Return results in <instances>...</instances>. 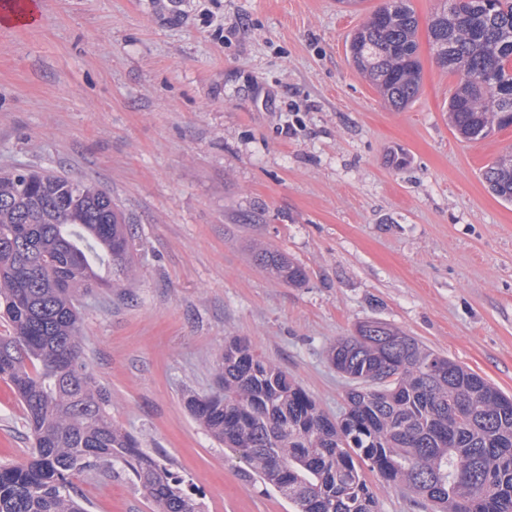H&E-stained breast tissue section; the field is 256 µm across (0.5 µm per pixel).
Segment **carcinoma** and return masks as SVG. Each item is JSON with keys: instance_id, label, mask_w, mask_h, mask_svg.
Instances as JSON below:
<instances>
[{"instance_id": "1", "label": "carcinoma", "mask_w": 512, "mask_h": 512, "mask_svg": "<svg viewBox=\"0 0 512 512\" xmlns=\"http://www.w3.org/2000/svg\"><path fill=\"white\" fill-rule=\"evenodd\" d=\"M419 21L410 0H383L348 41L350 58L389 106L419 94ZM438 66L458 81L452 127L470 142L512 125V0H443L428 24ZM490 190L512 203V151L486 166ZM130 219L98 182L0 168V379L17 394L32 439L27 463L0 466V512H86L79 472L124 475L154 512H202L168 465L112 423L110 395L90 371L78 301L110 288L104 266L130 280ZM282 281H306L277 251L256 253ZM328 360L350 382L332 420L242 340L224 344L209 396L190 414L295 512H378L366 479L401 483L439 512H512V397L389 324L367 320Z\"/></svg>"}]
</instances>
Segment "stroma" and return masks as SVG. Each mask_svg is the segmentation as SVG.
Instances as JSON below:
<instances>
[{
  "label": "stroma",
  "instance_id": "stroma-1",
  "mask_svg": "<svg viewBox=\"0 0 512 512\" xmlns=\"http://www.w3.org/2000/svg\"><path fill=\"white\" fill-rule=\"evenodd\" d=\"M380 2L38 0L34 23L0 24V167L95 180L130 218L138 277L83 300L82 344L113 423L170 462L204 512H293L185 407L213 390L228 339L332 418L349 382L327 349L365 320L512 396V204L483 178L512 127L477 148L454 133L456 79L426 30L441 0H410L422 87L405 109L385 104L347 42ZM258 246L307 282L258 266ZM27 435L0 380V465L27 461ZM367 479L379 512H432ZM71 481L90 512H153L125 477ZM258 264L270 269L282 281L299 286L306 281V272L302 266L277 251L261 250L256 253Z\"/></svg>",
  "mask_w": 512,
  "mask_h": 512
}]
</instances>
